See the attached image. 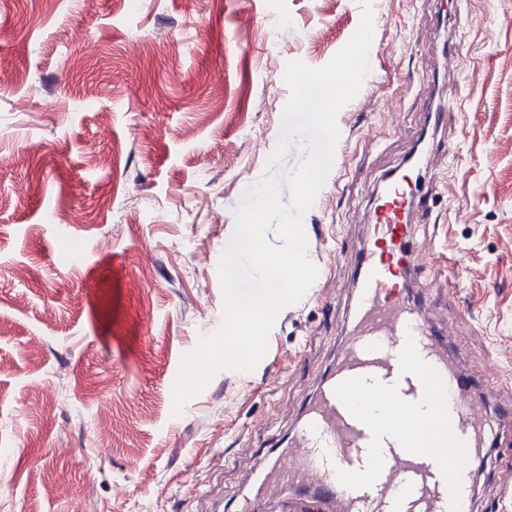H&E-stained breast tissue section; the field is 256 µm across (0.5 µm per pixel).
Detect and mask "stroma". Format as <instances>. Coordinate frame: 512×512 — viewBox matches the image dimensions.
Returning a JSON list of instances; mask_svg holds the SVG:
<instances>
[{
  "label": "stroma",
  "mask_w": 512,
  "mask_h": 512,
  "mask_svg": "<svg viewBox=\"0 0 512 512\" xmlns=\"http://www.w3.org/2000/svg\"><path fill=\"white\" fill-rule=\"evenodd\" d=\"M372 11L370 72L336 118L349 181L303 218L323 292L176 416L182 358L222 321L235 209L279 141L286 65L328 64L360 2L0 0V512H307L313 489L254 484L340 353L374 189L415 150L433 77L453 149L413 293L494 425L473 512H512V0ZM447 37L464 64L443 74ZM59 226L88 265L61 261Z\"/></svg>",
  "instance_id": "stroma-1"
}]
</instances>
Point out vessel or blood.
Instances as JSON below:
<instances>
[{
    "label": "vessel or blood",
    "instance_id": "vessel-or-blood-1",
    "mask_svg": "<svg viewBox=\"0 0 512 512\" xmlns=\"http://www.w3.org/2000/svg\"><path fill=\"white\" fill-rule=\"evenodd\" d=\"M427 143L408 173L386 178L359 250L357 299L340 357L299 430L256 487L277 497L284 485L314 489L323 512H470L469 477L483 457L489 419L471 400L446 341L423 319L406 276L423 207L439 187ZM455 441L442 452L409 428L431 397Z\"/></svg>",
    "mask_w": 512,
    "mask_h": 512
}]
</instances>
